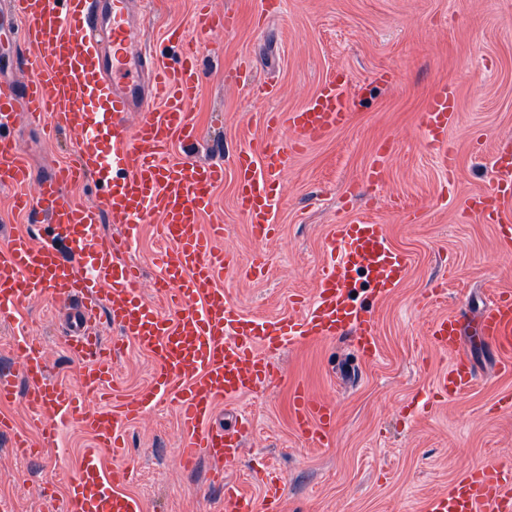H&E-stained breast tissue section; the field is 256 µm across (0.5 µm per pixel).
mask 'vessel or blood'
<instances>
[{"instance_id": "1", "label": "vessel or blood", "mask_w": 512, "mask_h": 512, "mask_svg": "<svg viewBox=\"0 0 512 512\" xmlns=\"http://www.w3.org/2000/svg\"><path fill=\"white\" fill-rule=\"evenodd\" d=\"M134 2L0 0V16L9 18L17 42L29 48L17 57V67L30 75L26 81L0 77V187H19L14 208L35 211L49 228L43 237L14 233L0 246V323L13 322L20 306L37 295L68 307L66 347L82 362L81 390L75 393L50 377L42 342L23 337L16 343L21 375L0 372V403L23 395L48 438L72 423L93 433L96 446L71 482L63 512H140L138 501L119 490L125 472L104 473L99 451L120 448L121 421L167 397L179 412L183 469H192L204 455L218 460L237 455L242 431L209 424L218 401L272 380L276 359L290 340H326L349 332L364 357L374 356L375 323L352 297L357 279L365 277L373 294L383 298L404 280L409 265L388 244L383 225L366 219L340 224L327 240L328 251L338 252L339 259L320 275L312 309L274 322L244 316L216 286L225 264L216 247L224 227H201L225 164L234 168L238 206L253 236L270 240L290 156L298 146L346 125L356 99L346 94L344 82L331 79L302 109L289 113L287 131H280L277 117L268 118L260 151H239L228 163L220 157L165 160L172 139L190 148L199 139L189 105L198 89L200 50L185 30L172 27L164 39L178 51L175 65L156 63V48L133 51L141 39L129 25ZM230 24L229 15H214L209 0H198L200 34ZM157 101L163 108L156 114L150 105ZM130 112L140 115L131 129L124 122ZM21 118L75 134L73 162L35 173L11 134ZM454 119L455 100L442 90L425 108L422 127L443 146ZM73 183L93 184L100 204L79 202L69 191ZM483 197L488 221L511 235L512 212L499 188ZM154 214L161 218L157 232L165 244L155 257L162 268L158 291L169 306L165 313L140 294L141 270L127 260L125 250L138 224ZM105 224L124 225V236H103ZM102 314L117 329L108 346L96 329ZM477 328L503 353L512 352L511 292L495 296ZM430 335L439 350L453 356L438 389L449 396L469 389L472 369L461 349L457 316L436 319ZM127 342L153 357L150 384L124 410L87 407L85 394L100 390L112 376L105 348L118 351ZM292 408L296 427L315 442H323L336 426L334 407L305 390L294 389ZM282 485L279 476L268 475L260 503L238 487L225 486V512H258L260 505L280 501ZM422 512H512V491L498 469H473L448 491L428 498Z\"/></svg>"}]
</instances>
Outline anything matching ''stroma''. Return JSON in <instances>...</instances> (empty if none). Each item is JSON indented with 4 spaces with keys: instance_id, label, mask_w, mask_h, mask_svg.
I'll return each instance as SVG.
<instances>
[{
    "instance_id": "35a3bbf8",
    "label": "stroma",
    "mask_w": 512,
    "mask_h": 512,
    "mask_svg": "<svg viewBox=\"0 0 512 512\" xmlns=\"http://www.w3.org/2000/svg\"><path fill=\"white\" fill-rule=\"evenodd\" d=\"M213 8L234 15V27L198 36L196 0H152L131 16L152 41L170 27L200 41L205 77L190 106L201 138L196 160L259 149L266 113L300 108L336 72L347 74L358 97L346 126L291 156L272 241L251 236L236 205L234 174L225 170L201 221L224 227L230 264L220 288L247 316L302 315L329 265L332 228L357 219L383 225L391 246L408 256L409 274L384 298L357 290V303L375 321L374 359L348 335L290 341L272 381L218 403L216 424L251 423L238 457H204L183 470L178 412L164 400L124 424L127 446L102 452L104 470L125 471L121 490L142 512H224L226 481L263 500L267 470L284 478L280 512H422L427 498L471 469L512 468V369L490 345L464 339L474 383L458 397H440L435 387L453 357L430 336L435 319L454 313L473 321L498 291L512 290V248L470 208L471 197L497 181L496 154H512V0H280L271 16L263 0H214ZM441 85L456 100L443 147L421 126ZM15 136L38 173L66 164L77 142L69 133L49 139L23 121ZM447 150L455 155L451 169L442 161ZM375 163L377 181L368 177ZM159 222V215L148 217L127 254L144 269L143 298L155 302ZM257 263L262 272L254 271ZM65 316L43 297L24 303L15 322L0 325V365L13 364L11 342L36 336L52 376L78 388L80 364L61 336ZM154 369L146 352L126 344L112 358V382L98 402L135 396ZM297 385L336 408V427L324 442L293 425ZM0 416L39 449L37 462L18 458L11 432L0 433V498L11 512H49V503L67 497L93 436L69 425L45 443L20 396Z\"/></svg>"
}]
</instances>
